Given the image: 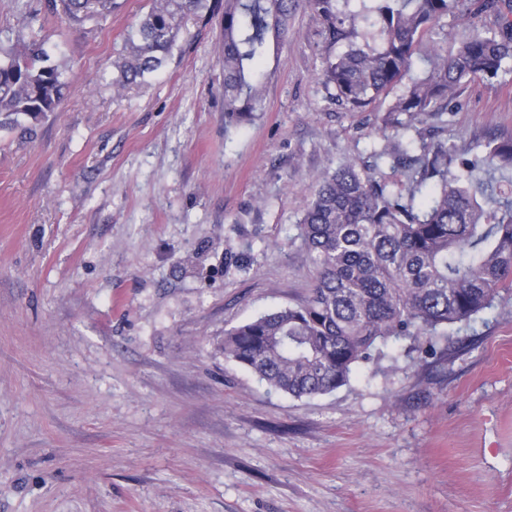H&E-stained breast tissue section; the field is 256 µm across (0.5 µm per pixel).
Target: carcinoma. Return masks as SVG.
I'll list each match as a JSON object with an SVG mask.
<instances>
[{"label": "carcinoma", "mask_w": 512, "mask_h": 512, "mask_svg": "<svg viewBox=\"0 0 512 512\" xmlns=\"http://www.w3.org/2000/svg\"><path fill=\"white\" fill-rule=\"evenodd\" d=\"M129 38L112 86L120 91L157 71L180 48L190 20L222 14L224 126L249 124L264 110L268 50L309 12L322 42L319 78L332 96L361 109L411 70L417 45L441 22L492 19L455 51L434 52L428 73L387 108L385 124L403 134L371 162L348 161L315 176L300 220L314 270L310 295L224 332V357L295 398L332 392L378 346L411 338L434 351L453 324L467 323L512 290V193L496 174L512 171V135L488 143L481 159L434 142L426 117L448 111L465 85L495 78L512 61V0H150ZM117 0H48L72 26L99 22ZM30 25L0 41V128L25 118L28 132L56 111L66 70L49 62ZM400 171L399 186L378 176Z\"/></svg>", "instance_id": "cac0c4a2"}]
</instances>
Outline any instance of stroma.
Returning a JSON list of instances; mask_svg holds the SVG:
<instances>
[{"label":"stroma","mask_w":512,"mask_h":512,"mask_svg":"<svg viewBox=\"0 0 512 512\" xmlns=\"http://www.w3.org/2000/svg\"><path fill=\"white\" fill-rule=\"evenodd\" d=\"M100 22L40 14L57 112L0 130V512H512V292L296 399L218 345L305 300L314 174L395 133L319 80L307 12L254 123L224 127L220 18L115 95L149 0ZM469 156L512 134V71L427 117Z\"/></svg>","instance_id":"obj_1"}]
</instances>
